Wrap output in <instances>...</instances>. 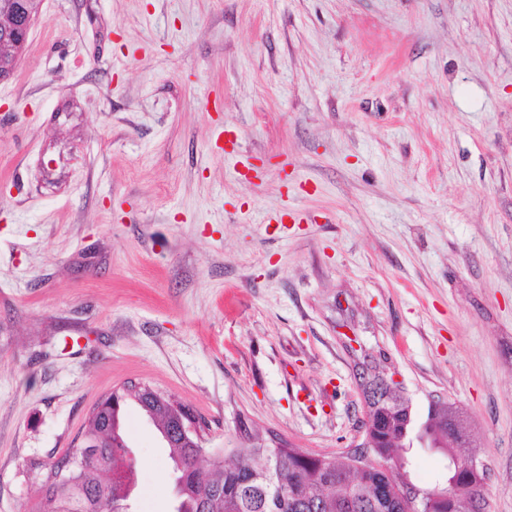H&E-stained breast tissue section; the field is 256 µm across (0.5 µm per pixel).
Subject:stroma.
Returning <instances> with one entry per match:
<instances>
[{"label":"stroma","instance_id":"1","mask_svg":"<svg viewBox=\"0 0 512 512\" xmlns=\"http://www.w3.org/2000/svg\"><path fill=\"white\" fill-rule=\"evenodd\" d=\"M348 333L462 409L512 512V0H43L0 81V512L130 384L208 457L242 418L344 451ZM122 429L135 512H170L158 431Z\"/></svg>","mask_w":512,"mask_h":512}]
</instances>
